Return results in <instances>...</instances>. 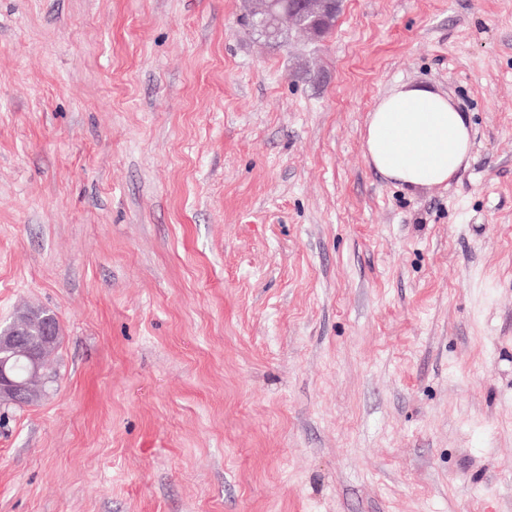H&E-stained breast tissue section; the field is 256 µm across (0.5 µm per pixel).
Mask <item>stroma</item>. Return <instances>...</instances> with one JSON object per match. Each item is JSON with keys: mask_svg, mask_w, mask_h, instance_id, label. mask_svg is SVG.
<instances>
[{"mask_svg": "<svg viewBox=\"0 0 512 512\" xmlns=\"http://www.w3.org/2000/svg\"><path fill=\"white\" fill-rule=\"evenodd\" d=\"M0 0V512H512V0ZM470 116L448 185L374 171L379 100ZM338 9L336 0H255L251 8L262 32L267 26L288 21L289 25L303 28L309 33L315 32L320 38L327 35L325 27H317L308 23V18L318 15H334ZM26 320H15L8 330L0 332V349L6 346L9 354L4 356L0 352V395H8L14 399H23L30 391L31 381L41 377L43 360L46 349L59 336V323L45 320L41 325L39 336H32L30 327L25 325ZM23 358L29 370V377L19 379L25 374L26 365L23 361L16 363L14 372L12 359Z\"/></svg>", "mask_w": 512, "mask_h": 512, "instance_id": "stroma-1", "label": "stroma"}]
</instances>
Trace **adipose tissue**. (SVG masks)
<instances>
[{"instance_id": "adipose-tissue-1", "label": "adipose tissue", "mask_w": 512, "mask_h": 512, "mask_svg": "<svg viewBox=\"0 0 512 512\" xmlns=\"http://www.w3.org/2000/svg\"><path fill=\"white\" fill-rule=\"evenodd\" d=\"M471 150L468 116L430 88L400 86L369 115L365 156L377 172L406 189L447 185Z\"/></svg>"}]
</instances>
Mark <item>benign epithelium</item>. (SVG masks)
Wrapping results in <instances>:
<instances>
[{"instance_id":"obj_1","label":"benign epithelium","mask_w":512,"mask_h":512,"mask_svg":"<svg viewBox=\"0 0 512 512\" xmlns=\"http://www.w3.org/2000/svg\"><path fill=\"white\" fill-rule=\"evenodd\" d=\"M338 9L337 0H254L251 8L261 30L281 22H288L304 31H313L319 37L327 35L326 28L308 23V18L318 15H333ZM59 324L44 321L38 337H33L25 322L16 320L11 327L0 332V347L9 349V354L0 358V395L22 399L30 391L31 381L41 377L46 349L59 335ZM22 359L29 370V377L19 379L13 369L12 360Z\"/></svg>"}]
</instances>
